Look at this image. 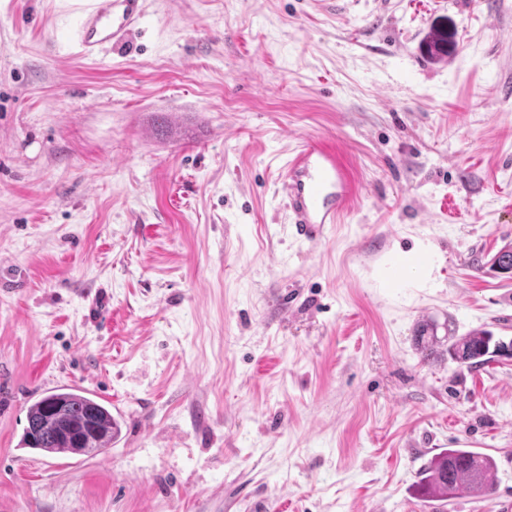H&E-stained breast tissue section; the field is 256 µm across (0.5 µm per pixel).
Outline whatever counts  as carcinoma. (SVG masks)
<instances>
[{"instance_id": "1", "label": "carcinoma", "mask_w": 512, "mask_h": 512, "mask_svg": "<svg viewBox=\"0 0 512 512\" xmlns=\"http://www.w3.org/2000/svg\"><path fill=\"white\" fill-rule=\"evenodd\" d=\"M448 34L442 29L430 33L425 50L433 57L447 51ZM492 266L512 272V247L503 246L491 259ZM421 340L426 356L435 347L448 345L445 352L460 366L480 367L497 356L512 353V342H505L489 331H475L457 336L448 331L442 338L425 335ZM28 424L21 445L49 453L96 454L102 452L118 433L111 410L76 388H61L36 400L28 409ZM495 469L492 457L469 448H450L435 455L421 473L419 488L430 498L447 500L458 491L467 490L477 497L491 493Z\"/></svg>"}]
</instances>
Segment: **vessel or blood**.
I'll return each mask as SVG.
<instances>
[{
	"label": "vessel or blood",
	"instance_id": "vessel-or-blood-1",
	"mask_svg": "<svg viewBox=\"0 0 512 512\" xmlns=\"http://www.w3.org/2000/svg\"><path fill=\"white\" fill-rule=\"evenodd\" d=\"M147 0H76L74 38L93 55L133 30L146 14ZM289 222L303 241L322 238L338 223L355 186L335 149L316 139L305 141L284 171Z\"/></svg>",
	"mask_w": 512,
	"mask_h": 512
}]
</instances>
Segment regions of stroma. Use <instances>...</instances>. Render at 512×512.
I'll list each match as a JSON object with an SVG mask.
<instances>
[{
	"label": "stroma",
	"instance_id": "35a3bbf8",
	"mask_svg": "<svg viewBox=\"0 0 512 512\" xmlns=\"http://www.w3.org/2000/svg\"><path fill=\"white\" fill-rule=\"evenodd\" d=\"M71 4L0 0V512H512V357L415 341L512 340V0H148L93 60ZM308 136L358 189L313 244ZM63 387L105 451L21 446ZM448 448L488 497L418 495ZM428 331V327H423L420 331L418 340H421L426 357L432 355L436 346H444V342L448 339V348L445 352L448 357L460 366H465L469 369L480 367L490 361L496 356H501L504 353L512 356V342L506 343L500 338H496L489 331H475L465 336H455L451 330L448 331V336L442 338L435 336L434 328L431 329V336H424ZM423 332V333H422Z\"/></svg>",
	"mask_w": 512,
	"mask_h": 512
}]
</instances>
